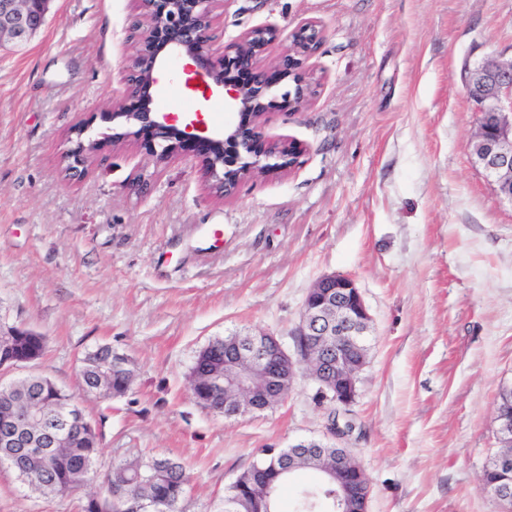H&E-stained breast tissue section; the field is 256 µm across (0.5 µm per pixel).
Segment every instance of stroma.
<instances>
[{
    "mask_svg": "<svg viewBox=\"0 0 512 512\" xmlns=\"http://www.w3.org/2000/svg\"><path fill=\"white\" fill-rule=\"evenodd\" d=\"M133 0H52L23 49L0 51V321L46 340L34 366L76 394L102 465L136 453L181 463L185 512H220L226 486L263 448L326 440L330 420L371 487L368 512H501L481 488L500 449L496 403L512 387V203L468 151L469 68L512 58V0H232L215 46L259 25L324 39V80L299 114L264 132L306 146L290 174L257 175L229 199L191 156L163 163L108 148L76 178L64 138L111 133L124 95ZM184 61L163 67L155 108L235 121ZM224 236L212 241L210 228ZM352 278L372 317L368 363L346 407L299 374L274 408L227 420L198 405L199 350L234 331H293L324 275ZM102 345L127 356L126 396L79 391ZM85 494L29 492L0 469V512H81Z\"/></svg>",
    "mask_w": 512,
    "mask_h": 512,
    "instance_id": "obj_1",
    "label": "stroma"
}]
</instances>
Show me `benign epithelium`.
I'll return each mask as SVG.
<instances>
[{
    "instance_id": "benign-epithelium-1",
    "label": "benign epithelium",
    "mask_w": 512,
    "mask_h": 512,
    "mask_svg": "<svg viewBox=\"0 0 512 512\" xmlns=\"http://www.w3.org/2000/svg\"><path fill=\"white\" fill-rule=\"evenodd\" d=\"M53 0H0V48L28 43L46 22ZM230 0H135L141 29L135 41L131 65L122 72L124 99L105 115L119 121L121 131L111 135L112 145L128 143L152 160L162 161L193 154L201 162L205 184L232 196L249 177H280L291 172L306 146L290 141H271L264 133L265 116L272 111L295 115L317 95L321 77L307 66L316 54L308 36L323 38L321 26L308 20L291 35L288 50L271 67L269 50L280 40L268 25L244 31L219 51L213 48L211 30L216 5ZM193 59L217 88L230 99V110L239 120L220 135H201L198 121L179 127L154 107L156 73L174 57ZM250 80L240 82L237 72ZM289 89L277 95L282 81ZM468 97L479 114L478 129L468 144L474 163L491 178L499 197L512 203V60L488 56L468 71ZM79 125L68 133L67 170L79 168L104 148V140L87 135ZM371 317L356 283L345 276L327 275L308 291L295 330L298 359H293L279 339L270 333L246 334L224 346V377L212 382L224 387V418L267 410L288 393L299 370H304L321 392L341 406L350 405L357 392V373L367 363ZM40 398L31 394L27 407L0 411V445L30 452L38 443L53 447L67 441L68 429L45 422L37 412ZM40 427V442L30 438ZM326 473L336 482V500L351 503L356 512H367L371 487L348 453L327 462Z\"/></svg>"
}]
</instances>
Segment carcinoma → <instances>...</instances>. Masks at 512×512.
I'll return each mask as SVG.
<instances>
[{
    "mask_svg": "<svg viewBox=\"0 0 512 512\" xmlns=\"http://www.w3.org/2000/svg\"><path fill=\"white\" fill-rule=\"evenodd\" d=\"M11 350L18 359H41L45 337L31 330H15ZM81 384L103 397H121L134 382V371L124 356L112 354V347L101 346L82 357ZM224 375V339L216 338L197 354L191 372V394L202 407L224 414V391L207 384L208 377ZM41 396L42 409L51 419L58 407H71L67 416L69 439L61 448H35L23 465L21 482L28 490L42 495L64 494L80 490L97 472L103 454L100 436L78 408L73 395L64 392L47 376L31 374L19 384L1 385L0 402H9L25 394ZM322 458L298 454L290 462L288 472H277V456L263 458L241 472L224 492L221 512H254L258 499L270 488L265 508L275 510L276 497L290 476L299 471H315L317 483L301 487L295 497L294 512H334V485L321 468ZM512 474V465L503 468L487 466L483 488L493 489ZM189 477L183 466L171 459L155 455H134L112 461L104 476L102 492L88 499L84 512H178L186 493Z\"/></svg>",
    "mask_w": 512,
    "mask_h": 512,
    "instance_id": "obj_1",
    "label": "carcinoma"
}]
</instances>
